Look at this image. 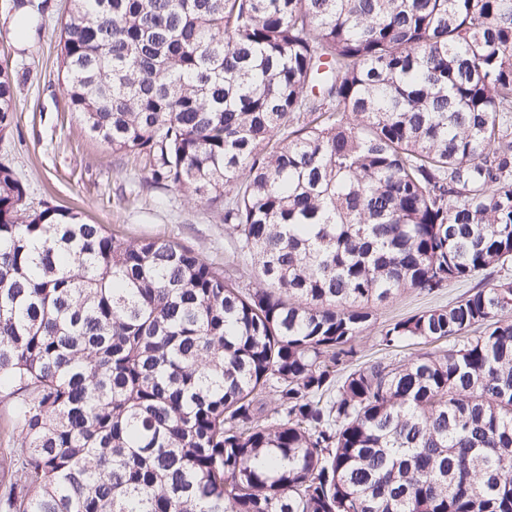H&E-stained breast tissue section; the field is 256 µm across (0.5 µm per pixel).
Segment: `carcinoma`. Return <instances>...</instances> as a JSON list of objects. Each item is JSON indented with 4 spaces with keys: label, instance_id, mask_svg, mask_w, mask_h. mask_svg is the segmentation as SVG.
<instances>
[{
    "label": "carcinoma",
    "instance_id": "carcinoma-1",
    "mask_svg": "<svg viewBox=\"0 0 512 512\" xmlns=\"http://www.w3.org/2000/svg\"><path fill=\"white\" fill-rule=\"evenodd\" d=\"M59 45L255 282L0 162V512H512V0H71ZM481 273L339 375L373 304Z\"/></svg>",
    "mask_w": 512,
    "mask_h": 512
}]
</instances>
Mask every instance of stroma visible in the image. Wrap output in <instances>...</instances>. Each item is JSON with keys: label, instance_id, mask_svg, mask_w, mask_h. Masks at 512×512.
<instances>
[{"label": "stroma", "instance_id": "35a3bbf8", "mask_svg": "<svg viewBox=\"0 0 512 512\" xmlns=\"http://www.w3.org/2000/svg\"><path fill=\"white\" fill-rule=\"evenodd\" d=\"M67 6L68 0H48L41 32L20 46L8 34L14 16L10 0H0V65L13 75L16 102L12 127L0 140V161L24 183L28 206L70 208L90 223L133 238L175 239L214 266L245 274L221 212L175 188L148 182L143 160L112 151L70 111L57 70L60 22ZM467 290L457 283L434 294L409 289L375 305L369 326L354 341L361 361L384 357L378 344L384 325L452 304Z\"/></svg>", "mask_w": 512, "mask_h": 512}]
</instances>
